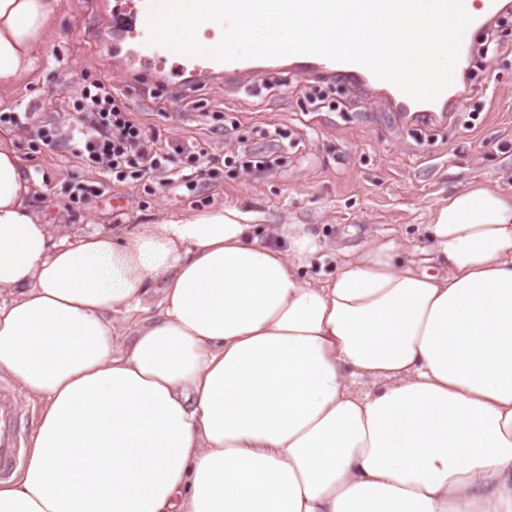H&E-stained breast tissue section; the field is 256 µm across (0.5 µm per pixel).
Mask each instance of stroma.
<instances>
[{
    "mask_svg": "<svg viewBox=\"0 0 512 512\" xmlns=\"http://www.w3.org/2000/svg\"><path fill=\"white\" fill-rule=\"evenodd\" d=\"M115 0H60L52 37L39 67L0 92L1 112L36 114L19 127H1L25 167L39 178L30 200L64 233L104 226L134 231L173 216L235 203L263 212L269 224H308L329 252L308 271L311 279L334 273L337 257L394 236L426 242L428 213L472 184L512 188V55H474L472 73L481 109L447 122H401L371 90L296 76L276 89L264 82L208 80L163 95L129 88L123 68L99 34L123 28ZM112 86L128 112L150 129L162 151L181 145L205 149L198 185L161 183L157 176L123 182L100 173L64 146L43 145L40 127L67 130L83 76ZM318 86L330 105L310 106L306 87ZM287 129L280 163L254 169L252 154ZM103 182L101 196L72 203L79 182Z\"/></svg>",
    "mask_w": 512,
    "mask_h": 512,
    "instance_id": "1",
    "label": "stroma"
}]
</instances>
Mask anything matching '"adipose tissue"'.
Returning <instances> with one entry per match:
<instances>
[{"label": "adipose tissue", "instance_id": "adipose-tissue-1", "mask_svg": "<svg viewBox=\"0 0 512 512\" xmlns=\"http://www.w3.org/2000/svg\"><path fill=\"white\" fill-rule=\"evenodd\" d=\"M58 8L0 0V91ZM31 178L0 140V374L44 404L0 512H512V190L316 282L309 225L266 240L227 204L59 238Z\"/></svg>", "mask_w": 512, "mask_h": 512}]
</instances>
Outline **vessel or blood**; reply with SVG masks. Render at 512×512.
<instances>
[{"label": "vessel or blood", "mask_w": 512, "mask_h": 512, "mask_svg": "<svg viewBox=\"0 0 512 512\" xmlns=\"http://www.w3.org/2000/svg\"><path fill=\"white\" fill-rule=\"evenodd\" d=\"M134 27L114 35V57L134 80L149 84L158 92L172 85L189 87L212 78L254 79L274 71L289 76L303 75L318 80L340 81L365 86L388 101L393 110L418 125L432 124L458 111L464 96L457 85H450L432 102H418L391 82L377 78L367 67L326 57L293 54L274 58H248L221 62L209 57L181 56L169 62V52L148 45L143 37L147 29L148 0H134ZM512 11V0H485L483 12L474 14L472 29H480L494 17ZM20 403L10 386L0 385V481L9 479L22 463L24 449L17 428Z\"/></svg>", "instance_id": "b4317fda"}]
</instances>
